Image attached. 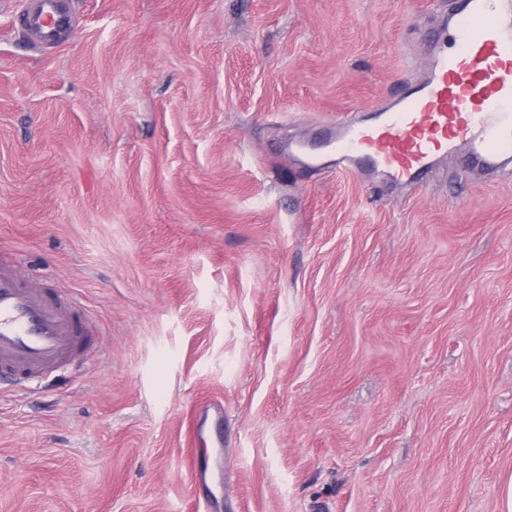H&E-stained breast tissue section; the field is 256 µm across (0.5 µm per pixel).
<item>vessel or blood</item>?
Segmentation results:
<instances>
[{"label": "vessel or blood", "mask_w": 512, "mask_h": 512, "mask_svg": "<svg viewBox=\"0 0 512 512\" xmlns=\"http://www.w3.org/2000/svg\"><path fill=\"white\" fill-rule=\"evenodd\" d=\"M453 18L426 75L377 123L340 122L330 141L339 162L381 165L408 181L461 142L487 167L512 150V0H456ZM19 21L48 47L73 23L58 0H28ZM94 345L67 294L25 280L14 263H0V374L37 381Z\"/></svg>", "instance_id": "obj_1"}]
</instances>
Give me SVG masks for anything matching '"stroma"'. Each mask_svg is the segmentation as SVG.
<instances>
[{"label": "stroma", "mask_w": 512, "mask_h": 512, "mask_svg": "<svg viewBox=\"0 0 512 512\" xmlns=\"http://www.w3.org/2000/svg\"><path fill=\"white\" fill-rule=\"evenodd\" d=\"M0 6V259L102 351L0 389V512H506L512 164L337 165L449 0ZM59 0H28L19 15L22 27L42 45L53 47L56 39L72 26V17L65 13Z\"/></svg>", "instance_id": "obj_1"}]
</instances>
